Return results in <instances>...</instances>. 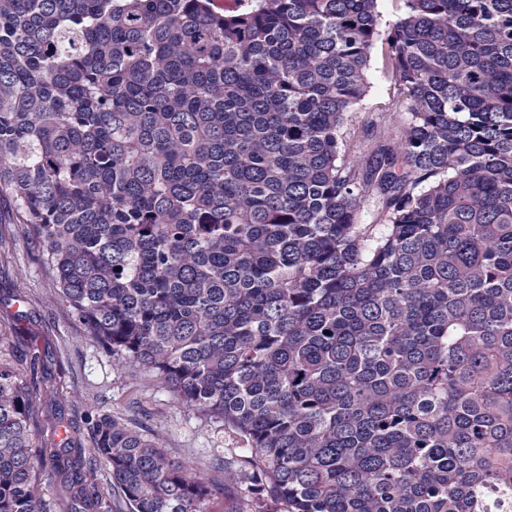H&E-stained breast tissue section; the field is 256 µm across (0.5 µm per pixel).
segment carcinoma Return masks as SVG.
Listing matches in <instances>:
<instances>
[{
  "instance_id": "carcinoma-1",
  "label": "carcinoma",
  "mask_w": 512,
  "mask_h": 512,
  "mask_svg": "<svg viewBox=\"0 0 512 512\" xmlns=\"http://www.w3.org/2000/svg\"><path fill=\"white\" fill-rule=\"evenodd\" d=\"M233 2L0 0V192L85 335L246 440L253 512H512V0ZM40 405L0 359V512L67 461ZM89 424L129 512H206ZM368 82L370 87L367 96L358 107L357 122L363 121L368 112H374L378 106L389 103L395 96L394 83L390 75L383 69L380 47L373 53Z\"/></svg>"
}]
</instances>
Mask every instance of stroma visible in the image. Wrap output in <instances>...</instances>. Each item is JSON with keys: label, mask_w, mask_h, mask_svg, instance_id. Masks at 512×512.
Wrapping results in <instances>:
<instances>
[{"label": "stroma", "mask_w": 512, "mask_h": 512, "mask_svg": "<svg viewBox=\"0 0 512 512\" xmlns=\"http://www.w3.org/2000/svg\"><path fill=\"white\" fill-rule=\"evenodd\" d=\"M368 82L357 112L361 119L395 96L381 55L372 57ZM0 354L10 358L20 376L58 392L40 418L43 447L66 448L71 459L87 461V417L109 412L159 439L170 458L214 486L207 512H250L244 484L224 470L226 463L246 459L244 439L222 421L188 407L147 369L85 336L43 262L41 247L5 195L0 197ZM74 395L80 405L70 404Z\"/></svg>", "instance_id": "1"}]
</instances>
